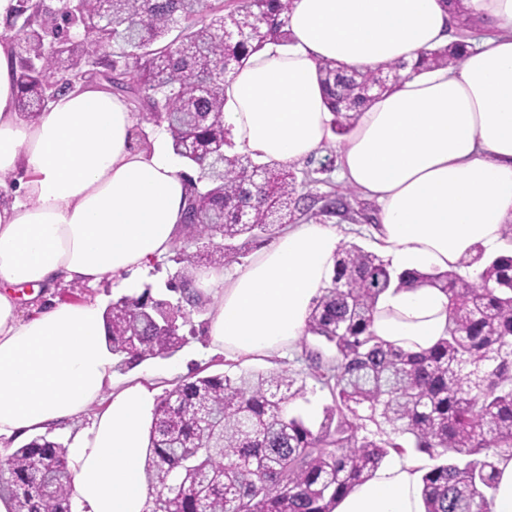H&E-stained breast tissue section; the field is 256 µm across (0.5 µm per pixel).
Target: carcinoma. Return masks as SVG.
Instances as JSON below:
<instances>
[{
  "instance_id": "1",
  "label": "carcinoma",
  "mask_w": 512,
  "mask_h": 512,
  "mask_svg": "<svg viewBox=\"0 0 512 512\" xmlns=\"http://www.w3.org/2000/svg\"><path fill=\"white\" fill-rule=\"evenodd\" d=\"M289 4L238 0L226 12L224 0H112L106 25L93 0H55L57 36L81 32L62 50L47 38L50 20L33 0L6 22L15 32L23 119L36 120L61 93L104 80L163 120L174 154L198 170L174 246L180 269L167 284L177 302L145 291L105 309L106 341L125 367L183 347L189 315L211 301L196 287L197 268L230 265L254 239L335 209L329 194L300 193L314 181L310 171L300 180L287 165L224 153L225 77L267 42L286 40ZM459 46L424 52L421 66L457 63ZM383 73L320 67L334 133L353 131L367 86ZM406 284L448 296V335L428 350L378 341L371 326L391 285L388 264L356 244L341 246L306 327L332 355L302 344L307 377L333 401L317 427L288 411L306 390V377L289 369L195 375L166 391L144 464L155 490L146 512H333L391 454L412 449L441 460L422 476L425 512H491L496 463L512 456V256L484 262L475 282L435 270ZM71 487L66 448L42 437L15 449L0 474V498L14 512H71Z\"/></svg>"
}]
</instances>
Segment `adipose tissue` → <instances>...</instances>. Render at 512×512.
I'll use <instances>...</instances> for the list:
<instances>
[{"mask_svg":"<svg viewBox=\"0 0 512 512\" xmlns=\"http://www.w3.org/2000/svg\"><path fill=\"white\" fill-rule=\"evenodd\" d=\"M481 34L459 66L430 70L423 51L451 39L457 16ZM287 43H269L227 77L232 150L294 165L331 141L321 63L344 70L398 65L394 89L363 108L336 146L340 174L375 200L373 230L393 275L460 270L483 249L504 252L512 222V0H292ZM15 58L0 39V461L4 442L70 433L77 512H143V474L156 391L114 378L99 302L50 301L24 316V285L140 288L178 235L189 192L162 141L136 145L135 112L90 85L61 95L36 121L17 112ZM342 235L319 221L291 224L233 271H199L218 301L206 354L286 357L312 300L333 275ZM448 298L392 285L376 305L375 336L405 351L432 347ZM93 412L90 427L76 423ZM421 461L394 455L338 500L334 512H424Z\"/></svg>","mask_w":512,"mask_h":512,"instance_id":"obj_1","label":"adipose tissue"}]
</instances>
